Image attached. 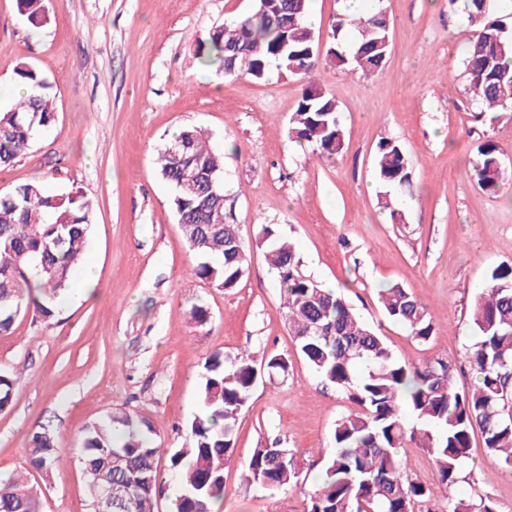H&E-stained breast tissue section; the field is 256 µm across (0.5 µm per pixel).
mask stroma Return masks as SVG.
<instances>
[{"label":"stroma","mask_w":512,"mask_h":512,"mask_svg":"<svg viewBox=\"0 0 512 512\" xmlns=\"http://www.w3.org/2000/svg\"><path fill=\"white\" fill-rule=\"evenodd\" d=\"M254 0H45L32 25L17 0H0V107L16 98L19 63L52 86L56 120L10 167L0 194L39 182L76 188L95 202L87 244L99 269L90 297L43 320L27 310L0 334V372L15 381L0 411V477L20 474L41 494L42 512H89L76 452L82 430L124 410L146 419L160 449L158 512H170V463L189 447L204 363L215 352L287 358L286 375L261 378L239 417L234 458L224 468L217 512H303L302 487L270 491L243 480L253 448L280 439L309 480L333 448L337 419L357 406L325 385L291 336L279 280L258 233L278 225L308 274L338 286L391 350L422 367L457 357L474 341L469 311L488 271L512 265V180L497 194L477 185V147L492 139L512 159V112L480 113L461 61L473 30L448 0H383L389 50L373 76L326 69L317 79L339 105L344 148L326 160L288 134L303 83L281 72L225 77L194 52ZM204 129L224 153V220L250 243L235 288L191 274L195 258L171 207L156 152L184 127ZM385 138L409 159L403 222L379 203L374 155ZM400 283L434 325L425 341L385 318L378 291ZM210 319L194 326L193 305ZM51 430L66 462L30 463L31 438ZM480 487L512 512V480L473 434Z\"/></svg>","instance_id":"1"}]
</instances>
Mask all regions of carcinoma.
Instances as JSON below:
<instances>
[{
	"label": "carcinoma",
	"mask_w": 512,
	"mask_h": 512,
	"mask_svg": "<svg viewBox=\"0 0 512 512\" xmlns=\"http://www.w3.org/2000/svg\"><path fill=\"white\" fill-rule=\"evenodd\" d=\"M32 24L46 20L44 0H17ZM499 0H463L474 37L461 66L468 91L480 112H512V30L498 16ZM267 14L262 0L255 10L228 22L196 48L204 66L216 65L224 76L257 80L272 69L306 80L290 118L288 133L328 159L344 144V129L334 98L311 75L324 65L374 75L384 60L368 42L385 35L383 7L376 3L354 21L356 36L347 40L345 23L332 25V42L320 58L307 23L310 0H277ZM248 28L256 52L237 42L235 29ZM18 82L31 93L0 108V167L10 166L36 134L55 120L51 84L30 65L16 69ZM162 178L172 186V208L184 240L198 258L192 272L216 288L230 289L247 271V250L236 224L224 223V204L210 186L222 187L224 157L212 149L204 132L185 128L157 152ZM378 201L394 221L402 220L395 198L410 185L408 159L400 145L385 139L374 159ZM478 185L497 192L504 180L498 145L477 147ZM94 224V204L78 190L52 193L38 182L0 194V333L8 332L22 311L32 307L42 318L54 316L58 295L71 288L83 263L84 246ZM262 243L276 270L287 309L289 330L301 357L321 377L362 411L338 419L334 448L324 459L321 481L307 494L304 512H418L432 490L411 477L400 455L409 446L431 457L444 491L441 512H498L493 497L477 489L473 472L463 473L470 458L474 429L503 472L512 477V267L492 268L475 296L470 320L475 342L461 358H438L424 368L395 355L383 336L359 317L346 297L324 288L303 269L292 242L272 225L262 227ZM385 317L420 340L433 333L426 307L399 283L379 290ZM475 374L467 388L458 385L463 368ZM198 393L199 413L191 421L192 444L170 457L183 483L177 512H211L224 498V466L233 457L237 424L260 370L274 376L288 361L273 356L260 364L245 352H215L205 361ZM90 505L99 494L102 471L114 497L128 512H157L159 448L149 423L128 412H113L87 426L80 450ZM32 464L50 472L64 449L47 431L32 436ZM247 484L279 490L307 481L290 448L257 447L247 463ZM472 485L470 499L451 490L461 481ZM0 512H40L37 493L14 478L0 479Z\"/></svg>",
	"instance_id": "carcinoma-1"
}]
</instances>
